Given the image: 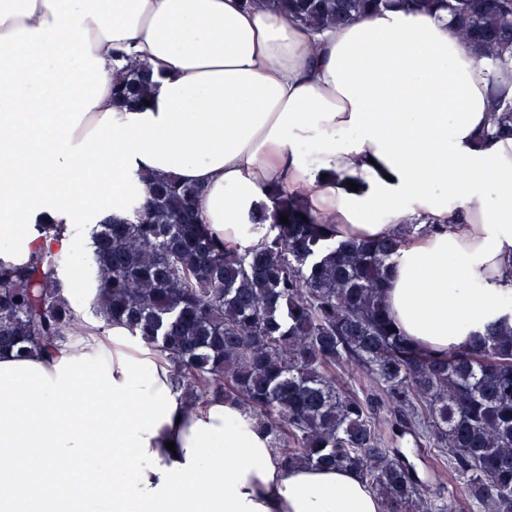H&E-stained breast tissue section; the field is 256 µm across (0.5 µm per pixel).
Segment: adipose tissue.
<instances>
[{"instance_id": "obj_1", "label": "adipose tissue", "mask_w": 512, "mask_h": 512, "mask_svg": "<svg viewBox=\"0 0 512 512\" xmlns=\"http://www.w3.org/2000/svg\"><path fill=\"white\" fill-rule=\"evenodd\" d=\"M147 64L148 104L112 100V74ZM512 76L475 62L445 14L387 10L320 33L241 0H0V257L41 245L33 224H62L55 246L81 268L74 229L101 203L125 216L145 176L201 188L199 220L227 248L260 244L269 188L302 195L336 239L374 241L412 223L384 290L399 330L439 354L512 315V138H489L490 89ZM382 210L383 222L372 221ZM167 360L124 324L62 357ZM210 405L161 423L160 466L186 463ZM249 471L241 490L267 512H381L349 469Z\"/></svg>"}]
</instances>
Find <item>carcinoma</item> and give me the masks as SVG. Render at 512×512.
<instances>
[{
    "instance_id": "obj_1",
    "label": "carcinoma",
    "mask_w": 512,
    "mask_h": 512,
    "mask_svg": "<svg viewBox=\"0 0 512 512\" xmlns=\"http://www.w3.org/2000/svg\"><path fill=\"white\" fill-rule=\"evenodd\" d=\"M313 29H339L373 12L445 11L474 58L512 69V0H243ZM145 65L113 75L121 104L142 103ZM490 135L512 137V101L493 91ZM145 205L91 225L87 287L75 292L62 251L0 259V352L49 356L94 326L122 322L169 361L190 405L238 403L285 464L348 468L382 512H431L423 483L398 450L424 449L467 477L464 495L485 512H512V324L505 318L446 355L394 329L383 304L388 261L411 224L374 243L336 240L306 202L272 190L262 243L225 249L198 220L201 190L148 183ZM288 223L283 224L280 216ZM307 221H302V218Z\"/></svg>"
}]
</instances>
